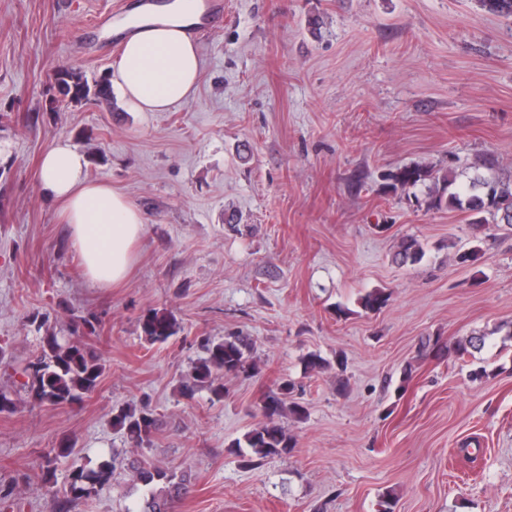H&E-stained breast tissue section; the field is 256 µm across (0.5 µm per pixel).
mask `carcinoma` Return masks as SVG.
<instances>
[{"label":"carcinoma","instance_id":"cac0c4a2","mask_svg":"<svg viewBox=\"0 0 512 512\" xmlns=\"http://www.w3.org/2000/svg\"><path fill=\"white\" fill-rule=\"evenodd\" d=\"M478 7L488 13L512 18V0H476ZM58 92L69 103H79L89 97L98 100L112 98V87L108 79L89 85L83 75L72 68H64ZM479 167L489 175L476 174L465 181L457 180L455 170L443 173L434 168L413 163L390 170L381 175L385 186L392 192L408 193L413 189H423V194L407 196L408 202L427 211L443 209L460 210L470 214L473 230L480 234L486 224L493 221L512 227V168H500L497 158L487 156ZM425 255L423 246L414 238L402 240L393 260L398 265L416 264ZM390 294L382 289H374L364 294L359 304L367 312H376L386 306ZM31 323L37 330H45L42 336L40 354L30 361L24 372L25 386L33 400L40 405L63 406L81 402L92 394L104 374V364L96 350L88 344L76 341L59 331L46 326V320L32 317ZM140 327L145 339L152 345L164 344L177 335L179 324L174 315L163 310H153L143 316ZM485 345V335L477 334L457 343L459 357L470 356ZM205 356L192 366L186 380L182 381L180 392L191 398L196 391L206 389L217 400L224 398V376L255 374L251 361L252 341L247 336H226L222 339H206L203 344ZM293 390L290 381L277 384L261 400L263 421L249 430L243 438L234 443L236 448H249L256 458L243 460V465L253 467L259 460L270 455L286 453L295 447V441L288 436L281 425L285 414L297 419L306 415L305 408L289 399ZM112 423L123 431L126 439L137 448L149 444L157 430V420L147 409L137 410L122 406L112 414ZM74 454V446L62 443L50 449L43 456L42 474L49 480L55 473L56 464ZM130 466L137 480L147 488V495L132 512H175V504L191 492L186 477L176 478L158 466H141L128 463L114 454L112 460L95 468L85 465L74 467L68 474L62 491V499L57 501V512H70L73 503L87 499L93 490L112 479L117 468Z\"/></svg>","mask_w":512,"mask_h":512}]
</instances>
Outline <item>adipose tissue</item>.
I'll list each match as a JSON object with an SVG mask.
<instances>
[{"label":"adipose tissue","instance_id":"1","mask_svg":"<svg viewBox=\"0 0 512 512\" xmlns=\"http://www.w3.org/2000/svg\"><path fill=\"white\" fill-rule=\"evenodd\" d=\"M199 20L193 0H171L138 13L124 41L115 83L140 112H164L187 100L200 75V54L189 29ZM87 159L60 138L44 152L41 188L61 203L73 249L86 277L111 287L122 283L134 263V245L144 219L127 199L103 183L88 182Z\"/></svg>","mask_w":512,"mask_h":512}]
</instances>
